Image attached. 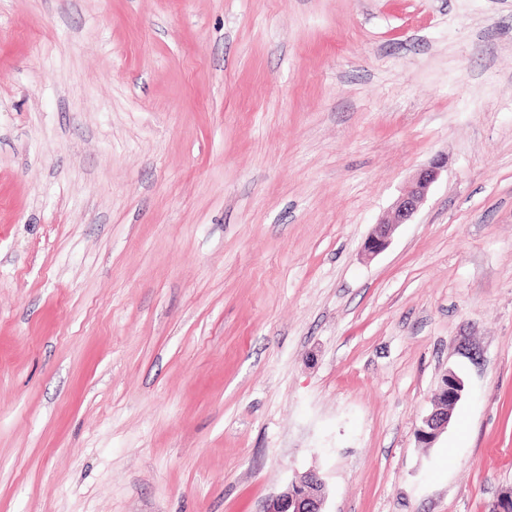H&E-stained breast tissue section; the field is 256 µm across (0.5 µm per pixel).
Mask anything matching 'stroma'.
I'll return each mask as SVG.
<instances>
[{"label": "stroma", "instance_id": "obj_1", "mask_svg": "<svg viewBox=\"0 0 512 512\" xmlns=\"http://www.w3.org/2000/svg\"><path fill=\"white\" fill-rule=\"evenodd\" d=\"M312 469L327 512L512 493V0H0V512ZM445 166L446 162L443 158H435L418 171L411 185L394 202L390 220L380 222L372 229L364 244L365 252L376 255L387 247L395 228L412 220L426 200L431 185ZM464 391L463 380L454 372H447L434 393L440 408L434 405L433 410L422 419L418 429L421 442L430 444L448 427V406H454L462 397Z\"/></svg>", "mask_w": 512, "mask_h": 512}]
</instances>
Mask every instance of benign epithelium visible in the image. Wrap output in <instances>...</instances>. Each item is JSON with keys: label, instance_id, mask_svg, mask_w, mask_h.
<instances>
[{"label": "benign epithelium", "instance_id": "7a95c632", "mask_svg": "<svg viewBox=\"0 0 512 512\" xmlns=\"http://www.w3.org/2000/svg\"><path fill=\"white\" fill-rule=\"evenodd\" d=\"M445 166L444 159L435 158L418 171L411 185L394 202L391 218L372 229L364 244L365 252L377 255L387 247L395 228L412 220ZM463 391L464 382L456 373L449 371L443 376L434 393L438 406L423 417L418 429L421 442H434L448 427V406L455 405ZM325 502V481L319 472L312 470L302 480L289 483L281 492L270 497L263 512H325Z\"/></svg>", "mask_w": 512, "mask_h": 512}]
</instances>
